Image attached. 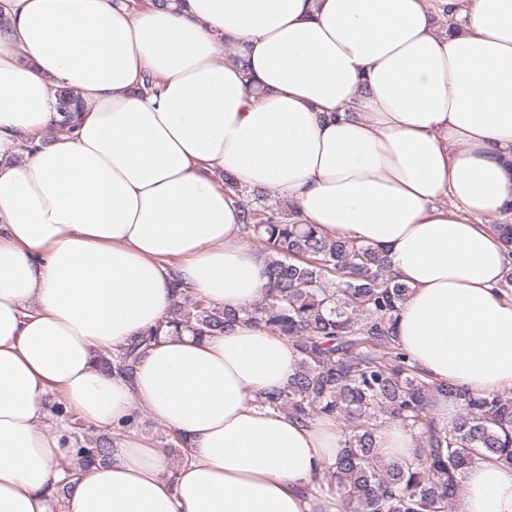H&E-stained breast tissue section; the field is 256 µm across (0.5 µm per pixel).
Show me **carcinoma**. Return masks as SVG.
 <instances>
[{"mask_svg": "<svg viewBox=\"0 0 512 512\" xmlns=\"http://www.w3.org/2000/svg\"><path fill=\"white\" fill-rule=\"evenodd\" d=\"M76 95L55 93V109L70 125ZM241 224L269 258L264 302L239 310L175 288L166 320L120 349L100 353L102 368L130 375L142 350L165 325L195 336L222 333L247 321L288 339L299 354L288 384L262 404L303 424L333 419L344 425V448L328 481L350 512H448L465 472L479 464L512 467V391L474 397L427 379L397 341L398 311L409 287L389 275L378 246L324 236L313 224L281 220L264 204L244 205ZM460 407L449 425L437 422L440 399ZM398 421L418 437L409 458L384 455L379 435ZM83 468L105 457L110 437L73 432Z\"/></svg>", "mask_w": 512, "mask_h": 512, "instance_id": "1", "label": "carcinoma"}]
</instances>
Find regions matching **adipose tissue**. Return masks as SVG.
Wrapping results in <instances>:
<instances>
[{"mask_svg":"<svg viewBox=\"0 0 512 512\" xmlns=\"http://www.w3.org/2000/svg\"><path fill=\"white\" fill-rule=\"evenodd\" d=\"M227 173L384 248L428 379L512 388V260L489 226L512 215V0H0V512H52L77 462L57 390L112 434L64 512H346L309 493L335 422L257 403L296 371L285 337L169 327L131 377L97 363L162 323L175 286L261 302L268 258ZM142 411L187 442L174 477ZM458 512H512V468H470ZM77 96L70 89H57L55 93V109L63 116L60 121V128L64 129L70 125L75 112ZM70 127V126H69Z\"/></svg>","mask_w":512,"mask_h":512,"instance_id":"adipose-tissue-1","label":"adipose tissue"}]
</instances>
